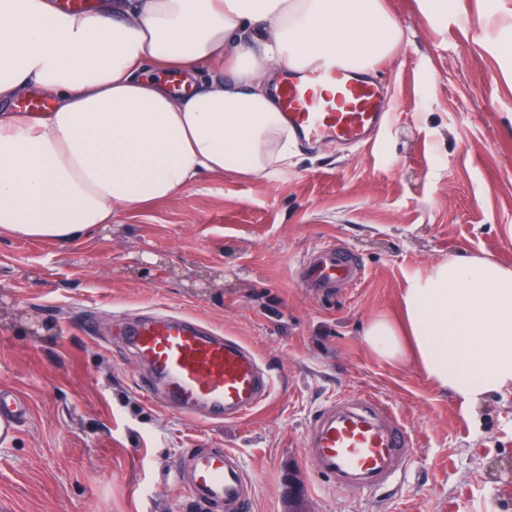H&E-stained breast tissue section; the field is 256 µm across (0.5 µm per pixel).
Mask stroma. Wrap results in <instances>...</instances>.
I'll return each instance as SVG.
<instances>
[{
	"label": "stroma",
	"mask_w": 512,
	"mask_h": 512,
	"mask_svg": "<svg viewBox=\"0 0 512 512\" xmlns=\"http://www.w3.org/2000/svg\"><path fill=\"white\" fill-rule=\"evenodd\" d=\"M385 5L404 39L377 67L391 109L375 142L302 144L259 179L204 177L70 245L0 236V389L28 407L0 440V512H180L169 469L204 445L240 455L253 512H512V394L464 410L359 336L435 261L512 265V0H452L441 18ZM331 239L365 276L317 297L289 270ZM160 310L249 344L277 379L270 402L216 423L143 396L124 329ZM360 391L415 437L391 496L332 489L305 458L309 417Z\"/></svg>",
	"instance_id": "obj_1"
}]
</instances>
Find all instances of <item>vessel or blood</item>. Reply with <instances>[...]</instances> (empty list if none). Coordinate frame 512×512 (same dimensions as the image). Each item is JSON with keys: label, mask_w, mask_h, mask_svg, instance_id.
Segmentation results:
<instances>
[{"label": "vessel or blood", "mask_w": 512, "mask_h": 512, "mask_svg": "<svg viewBox=\"0 0 512 512\" xmlns=\"http://www.w3.org/2000/svg\"><path fill=\"white\" fill-rule=\"evenodd\" d=\"M275 95L289 128L301 141L357 143L379 129L385 106L377 79L331 62L306 75L284 76ZM364 265L348 248L324 241L292 270L302 287L325 292L357 285ZM128 348L150 368L141 392L186 415L203 408L213 422L237 420L269 399L274 375L256 352L235 336L206 329L195 317L168 314L132 324ZM21 401L0 390V434L12 436L24 414ZM305 449L316 472L346 494L380 492L398 485L410 470L414 435L384 400L366 393L323 404L305 426ZM173 482L187 504L224 512H250L254 481L242 461L225 448H198L177 458Z\"/></svg>", "instance_id": "1"}]
</instances>
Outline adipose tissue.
Instances as JSON below:
<instances>
[{"label":"adipose tissue","instance_id":"adipose-tissue-1","mask_svg":"<svg viewBox=\"0 0 512 512\" xmlns=\"http://www.w3.org/2000/svg\"><path fill=\"white\" fill-rule=\"evenodd\" d=\"M403 30L382 0H0V235L66 245L202 174L287 171L296 140L271 88L334 59L362 72ZM377 358L412 361L464 407L512 393V267L479 254L411 278L401 318H369Z\"/></svg>","mask_w":512,"mask_h":512}]
</instances>
